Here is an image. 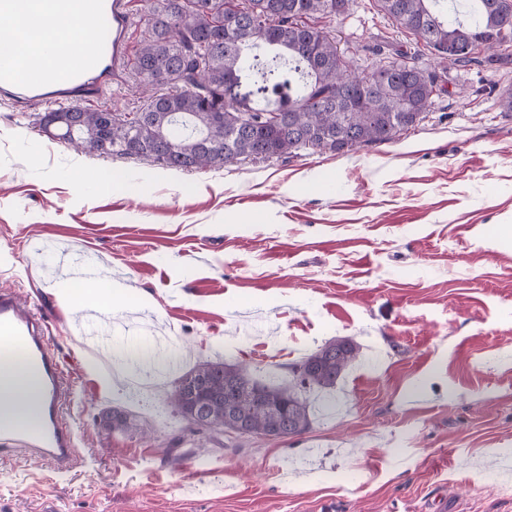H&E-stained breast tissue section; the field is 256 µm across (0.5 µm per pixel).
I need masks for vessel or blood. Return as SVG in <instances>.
<instances>
[{
	"label": "vessel or blood",
	"mask_w": 512,
	"mask_h": 512,
	"mask_svg": "<svg viewBox=\"0 0 512 512\" xmlns=\"http://www.w3.org/2000/svg\"><path fill=\"white\" fill-rule=\"evenodd\" d=\"M99 13L112 31L110 41H95L93 53L99 61L87 71L79 61L62 65L57 80L26 83L22 74L32 67V56L8 54L0 57V97L22 107L37 100L48 105L69 106L103 94L115 84L126 61L125 34L134 23L126 0H99ZM101 352L112 348L109 321L93 319L86 325ZM0 353L21 354L36 367L43 380L39 409L43 426L28 434L0 425V446L24 450L31 458L68 470L77 456V435L67 424L61 407L71 387L66 383L61 362L51 347L50 323L38 304L22 301L16 293L0 291Z\"/></svg>",
	"instance_id": "obj_1"
}]
</instances>
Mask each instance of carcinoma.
<instances>
[{
  "instance_id": "cac0c4a2",
  "label": "carcinoma",
  "mask_w": 512,
  "mask_h": 512,
  "mask_svg": "<svg viewBox=\"0 0 512 512\" xmlns=\"http://www.w3.org/2000/svg\"><path fill=\"white\" fill-rule=\"evenodd\" d=\"M414 37L356 73L328 22L356 0H152L133 52L143 107L120 119L109 109H50L52 138L103 157L149 161L165 169L228 168L247 159H286L302 151L342 153L389 142L417 126L433 98L447 92L448 65L493 66L512 60V0H466L465 11L432 8L438 0H376ZM429 50L440 70L415 63ZM249 72L256 92L288 88L274 103L232 93ZM349 337L326 341L288 366L291 379L267 383L244 365L206 360L174 381L168 402L200 434L236 429L238 438L297 436L311 427L310 395L328 396L360 360ZM104 426L139 424L114 409Z\"/></svg>"
}]
</instances>
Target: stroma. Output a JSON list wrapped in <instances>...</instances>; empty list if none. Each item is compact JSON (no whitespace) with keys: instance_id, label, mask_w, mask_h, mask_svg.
Instances as JSON below:
<instances>
[{"instance_id":"stroma-1","label":"stroma","mask_w":512,"mask_h":512,"mask_svg":"<svg viewBox=\"0 0 512 512\" xmlns=\"http://www.w3.org/2000/svg\"><path fill=\"white\" fill-rule=\"evenodd\" d=\"M331 28L359 71L406 40L374 0ZM447 88L387 143L192 171L74 151L34 131L45 105L0 100V289L49 315L78 438L64 473L0 452V512H512V63L449 66ZM62 252L121 290L96 307L111 394L85 307L59 302ZM334 337L364 359L307 432L169 461L177 376L220 358L284 381ZM115 408L141 432L101 428ZM86 329L87 334L95 340L101 350V354H108V351L112 348V329L110 322L107 320L93 319L88 321Z\"/></svg>"}]
</instances>
